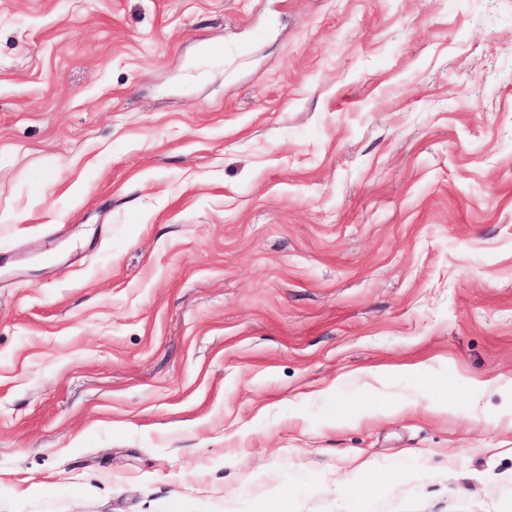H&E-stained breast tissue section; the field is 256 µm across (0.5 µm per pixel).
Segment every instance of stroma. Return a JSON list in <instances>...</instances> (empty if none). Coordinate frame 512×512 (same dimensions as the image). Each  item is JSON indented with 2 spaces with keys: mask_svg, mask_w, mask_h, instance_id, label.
I'll use <instances>...</instances> for the list:
<instances>
[{
  "mask_svg": "<svg viewBox=\"0 0 512 512\" xmlns=\"http://www.w3.org/2000/svg\"><path fill=\"white\" fill-rule=\"evenodd\" d=\"M0 512H512V0H0Z\"/></svg>",
  "mask_w": 512,
  "mask_h": 512,
  "instance_id": "stroma-1",
  "label": "stroma"
}]
</instances>
